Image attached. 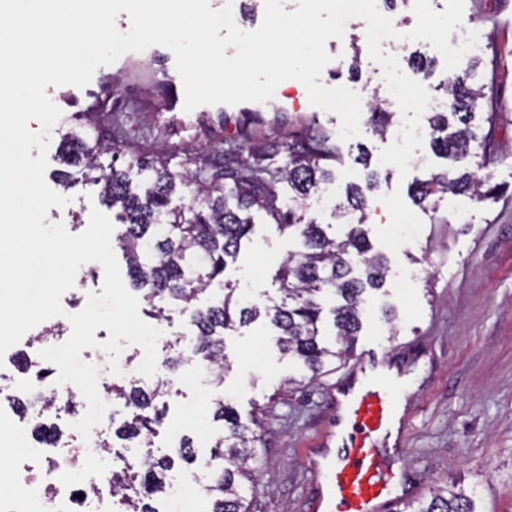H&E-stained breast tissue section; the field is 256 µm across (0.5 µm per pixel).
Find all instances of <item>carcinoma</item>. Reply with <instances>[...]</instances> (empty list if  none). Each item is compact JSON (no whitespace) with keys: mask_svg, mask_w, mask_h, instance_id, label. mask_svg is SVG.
Returning a JSON list of instances; mask_svg holds the SVG:
<instances>
[{"mask_svg":"<svg viewBox=\"0 0 512 512\" xmlns=\"http://www.w3.org/2000/svg\"><path fill=\"white\" fill-rule=\"evenodd\" d=\"M483 62L473 58L462 74L447 77L442 90L449 111L433 112L428 118V137L433 149L452 158L458 169L453 176L435 175L416 181L411 197L426 208L434 197L467 194L478 201H494L500 187L491 176L479 178L470 170L472 159L493 152L500 127L502 107L496 93L473 82L475 68ZM483 111L487 128L477 131L473 121ZM393 113L376 102L370 121L380 134L386 132ZM85 123L62 144V155L78 168L81 180L99 187L102 202L117 211L123 229L118 237L134 290L141 292L144 312L165 318V306L188 308L199 294L218 288L222 295L204 309L191 314V352L216 368L215 380L223 381L224 335L263 318L275 330L282 356L293 361L314 380L337 359L350 354L361 328L365 294L379 289L388 269L387 258L372 251L365 229L366 195L379 174H367L365 185L350 184L338 217L350 228L343 240L330 237L323 225L305 220L304 201L332 179L330 162L336 149L328 135L314 132L299 139H269L247 146L231 138L224 141V165L217 166L202 153L186 158L183 168L173 170L163 158L145 159L121 143L101 140L93 127V113H84ZM284 155L283 166L270 159ZM288 183L292 195L282 202L276 187ZM192 190L188 202L183 193ZM263 210L281 230L302 238L303 250L288 254L277 280L279 296L262 304H245L236 289L224 282L228 263L236 260L244 240L254 227L252 210ZM333 293L339 303L331 309L336 329L334 345L323 340L320 297ZM168 383L144 386L136 380L114 381L112 396L124 401L128 418L122 438L142 445L163 423L166 407L156 400L167 392ZM212 418L224 422V438L204 462L207 469L204 492L211 500L210 512H250L246 494L254 489L262 422L244 423L224 399L211 401ZM120 470L112 471L113 494L123 512H157L153 499L166 493L168 472L174 462L150 453L121 458ZM402 512H476L470 495L462 488L437 485L429 497L407 502Z\"/></svg>","mask_w":512,"mask_h":512,"instance_id":"obj_1","label":"carcinoma"}]
</instances>
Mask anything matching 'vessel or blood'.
I'll return each mask as SVG.
<instances>
[{
	"label": "vessel or blood",
	"instance_id": "obj_1",
	"mask_svg": "<svg viewBox=\"0 0 512 512\" xmlns=\"http://www.w3.org/2000/svg\"><path fill=\"white\" fill-rule=\"evenodd\" d=\"M391 364V356L375 352L359 359L364 383L339 400L347 431L336 457H328L323 448L308 449L310 512H387L393 503L397 475L390 460L401 448L393 435L398 386L384 373Z\"/></svg>",
	"mask_w": 512,
	"mask_h": 512
}]
</instances>
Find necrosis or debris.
Instances as JSON below:
<instances>
[{
    "label": "necrosis or debris",
    "mask_w": 512,
    "mask_h": 512,
    "mask_svg": "<svg viewBox=\"0 0 512 512\" xmlns=\"http://www.w3.org/2000/svg\"><path fill=\"white\" fill-rule=\"evenodd\" d=\"M26 375L25 389L48 394V416H79L76 387L58 383L56 366L36 357L29 360ZM29 425L24 419L12 426L14 454L27 464L0 470V480L18 489L13 499L0 503V512H117L112 475L97 468L88 438L77 434L63 444L53 437L36 441Z\"/></svg>",
    "instance_id": "1"
}]
</instances>
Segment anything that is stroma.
Returning <instances> with one entry per match:
<instances>
[{"label":"stroma","instance_id":"obj_1","mask_svg":"<svg viewBox=\"0 0 512 512\" xmlns=\"http://www.w3.org/2000/svg\"><path fill=\"white\" fill-rule=\"evenodd\" d=\"M348 27L350 40L325 44L331 61L322 83L347 87L365 103L385 100L378 66L368 55L365 21L350 19ZM471 31L480 44H494L496 50L493 63L479 65L474 81L492 86L505 103L496 158L486 168L493 182L502 185L503 196L483 203L447 194L438 202L437 218H430L412 201L409 186L433 174H452L456 166L427 144L416 150L407 176L379 163L381 150L396 139L402 125L397 103L388 102L393 118L385 134L376 133L364 115L357 140L343 142L337 138L338 116L311 105L299 80H284L280 103L263 104L264 121L251 126V140L299 136L313 118L337 139L334 178L307 200L306 213L339 240L348 226L333 210L343 202L346 186L364 184L367 170L379 172L378 187L367 194V231L375 250L389 260L386 282L366 299L363 327L351 355L318 379L292 386L286 383L292 369L281 359L263 319L225 336L228 367L222 384L211 383L206 364L190 354L178 371H170L164 365L168 344L191 335L192 327L189 312L169 307L168 320L157 324L162 332L157 360L171 388L164 398L165 422L150 442L152 455L174 454L187 436L198 458L208 459L224 434L222 423L208 412L214 398L229 400L245 421L262 412L265 430L252 512H304L311 473L303 450L333 415L329 386L350 379L364 352L385 351L411 369L404 382L410 412L406 454L397 464L403 481L420 498L434 485L459 480L473 490L478 512H512V0H465L462 23L450 38L460 42ZM353 62L358 65L354 75L349 72ZM157 68L148 58L138 59L132 68L118 60L99 67L85 87H47L62 115L49 133L44 178L52 190L70 199L65 207L49 209L48 222L63 223L78 235L87 228L92 209L101 206L96 187L81 181L68 188L62 184L61 144L78 128L81 113L107 97L111 83L117 84L121 103L134 101L142 107L137 116L140 154L167 156L176 169L186 155L205 150L216 164H223L224 140L238 133L239 109L225 112L214 135L197 129L198 113H157L156 104L175 94L150 79ZM362 147L372 157L370 166L356 161ZM300 248L298 237L256 214L254 230L224 278L247 300L265 302L277 295V269L289 252ZM389 306L397 312L391 323L382 314Z\"/></svg>","mask_w":512,"mask_h":512}]
</instances>
